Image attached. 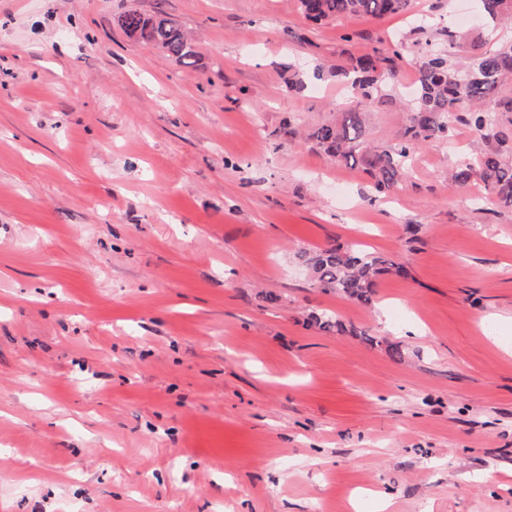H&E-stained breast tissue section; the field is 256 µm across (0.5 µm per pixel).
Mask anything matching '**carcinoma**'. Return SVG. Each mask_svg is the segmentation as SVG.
I'll list each match as a JSON object with an SVG mask.
<instances>
[{
	"instance_id": "obj_1",
	"label": "carcinoma",
	"mask_w": 512,
	"mask_h": 512,
	"mask_svg": "<svg viewBox=\"0 0 512 512\" xmlns=\"http://www.w3.org/2000/svg\"><path fill=\"white\" fill-rule=\"evenodd\" d=\"M409 2L298 0L306 19L317 25L353 16H398L407 11ZM479 8L482 23L475 30H445L449 44L466 49V61L428 42L418 46L415 94L409 100L398 101L385 90L411 64L407 46L399 40L384 51L375 49L328 72L323 64H316L313 78L327 73L336 77L352 88L356 102L353 108L336 106V118L313 130L316 145L340 164L360 166L375 191L387 194L407 175L417 148L448 137L454 124L463 123L474 133L477 149L448 173V187L464 188L477 181L494 204L512 211V40L490 43L493 34L512 24V0H479ZM119 23L130 38L153 47L172 63L185 67L196 63L194 43L174 20L129 11ZM397 106L409 112L407 124L394 139L375 143L368 115ZM295 259L311 272L314 287L363 305L372 303L379 275L404 273L390 257L362 248L330 245L299 251ZM310 321L324 332L344 330L328 311L313 313Z\"/></svg>"
}]
</instances>
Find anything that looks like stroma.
I'll return each mask as SVG.
<instances>
[{
	"label": "stroma",
	"mask_w": 512,
	"mask_h": 512,
	"mask_svg": "<svg viewBox=\"0 0 512 512\" xmlns=\"http://www.w3.org/2000/svg\"><path fill=\"white\" fill-rule=\"evenodd\" d=\"M412 8L425 30L0 0V512H512V212L449 189L469 127L379 195L308 138L343 91L288 85L291 59L478 25L474 0ZM129 10L178 22L195 67L129 39ZM331 244L408 274L368 307L323 293L294 254Z\"/></svg>",
	"instance_id": "stroma-1"
}]
</instances>
